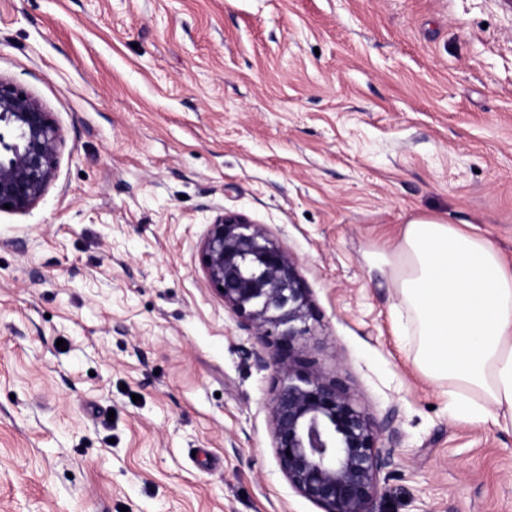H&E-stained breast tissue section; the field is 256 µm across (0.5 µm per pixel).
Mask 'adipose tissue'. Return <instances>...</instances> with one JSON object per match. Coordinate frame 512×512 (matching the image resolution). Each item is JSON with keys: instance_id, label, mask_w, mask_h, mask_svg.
<instances>
[{"instance_id": "adipose-tissue-1", "label": "adipose tissue", "mask_w": 512, "mask_h": 512, "mask_svg": "<svg viewBox=\"0 0 512 512\" xmlns=\"http://www.w3.org/2000/svg\"><path fill=\"white\" fill-rule=\"evenodd\" d=\"M396 284L419 369L447 385L451 409L512 431V263L486 237L439 218L404 225L368 254Z\"/></svg>"}]
</instances>
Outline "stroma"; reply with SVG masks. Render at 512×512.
<instances>
[{"label": "stroma", "instance_id": "obj_1", "mask_svg": "<svg viewBox=\"0 0 512 512\" xmlns=\"http://www.w3.org/2000/svg\"><path fill=\"white\" fill-rule=\"evenodd\" d=\"M0 77L63 137L0 211V512H319L200 263L225 210L295 259L298 349L393 414L378 512H512V432L452 413L366 261L416 217L512 261V0H0Z\"/></svg>", "mask_w": 512, "mask_h": 512}]
</instances>
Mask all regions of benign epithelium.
Wrapping results in <instances>:
<instances>
[{
	"mask_svg": "<svg viewBox=\"0 0 512 512\" xmlns=\"http://www.w3.org/2000/svg\"><path fill=\"white\" fill-rule=\"evenodd\" d=\"M0 210L25 212L55 179L60 130L42 104L0 78ZM210 287L257 334L275 338L276 353L255 355L277 374L268 404L273 448L290 487L321 512H376L380 476L394 450L382 444L395 411L370 418L340 382L295 352L311 332L308 289L288 249L260 224L218 214L200 246Z\"/></svg>",
	"mask_w": 512,
	"mask_h": 512,
	"instance_id": "1",
	"label": "benign epithelium"
}]
</instances>
